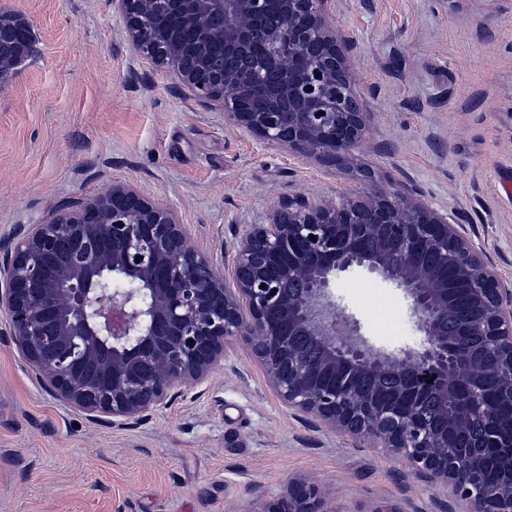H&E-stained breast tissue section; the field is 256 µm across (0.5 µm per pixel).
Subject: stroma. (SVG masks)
<instances>
[{
  "label": "stroma",
  "instance_id": "obj_1",
  "mask_svg": "<svg viewBox=\"0 0 512 512\" xmlns=\"http://www.w3.org/2000/svg\"><path fill=\"white\" fill-rule=\"evenodd\" d=\"M0 13L36 40L0 78V241L122 181L174 204L220 265L283 198L405 185L454 213L512 286V197L498 191L512 176V0H334L369 115L366 143L336 161L262 143L186 98L135 53L113 0H0ZM332 293L374 349L419 343L380 275L352 268ZM295 476L337 512L463 508L403 458L285 407L246 337L204 384L115 428L47 391L0 315V512H241Z\"/></svg>",
  "mask_w": 512,
  "mask_h": 512
}]
</instances>
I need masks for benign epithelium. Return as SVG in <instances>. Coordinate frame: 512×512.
Masks as SVG:
<instances>
[{"mask_svg":"<svg viewBox=\"0 0 512 512\" xmlns=\"http://www.w3.org/2000/svg\"><path fill=\"white\" fill-rule=\"evenodd\" d=\"M328 3L118 0L133 48L171 69L197 101L221 106L264 143L336 159L365 140L367 123L346 63L353 40L328 22ZM160 7L194 33L195 47H217L254 66L212 73L203 57L183 54L171 30L162 33L170 48L153 47L146 24ZM313 40L323 47L318 56L308 51ZM18 54L0 38V75ZM256 96L265 111L251 110ZM354 266L403 290L423 336L419 348L381 354L337 336L342 312L330 288ZM231 278L196 248L174 205L118 182L0 245V312L52 393L118 427L206 380L231 340L247 336L289 408L406 456L417 476L465 501L466 512H512V432L495 438L504 453L500 480L485 487L477 482L482 456L416 415L417 399L432 396L449 409L448 428L464 431L472 416L493 413L482 391L489 374L512 402V289L455 215L400 187L319 202L288 197L269 223L240 237ZM284 279L301 292L282 293ZM293 336L312 339L321 357L309 361ZM389 372L400 378L390 401L358 393L362 378ZM241 512L331 510L317 485L297 477L278 497Z\"/></svg>","mask_w":512,"mask_h":512,"instance_id":"benign-epithelium-1","label":"benign epithelium"}]
</instances>
